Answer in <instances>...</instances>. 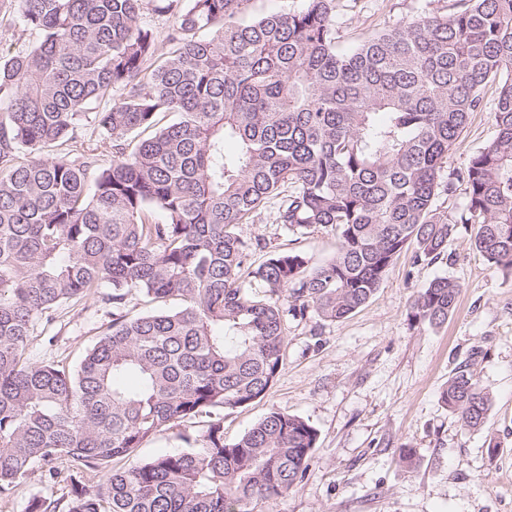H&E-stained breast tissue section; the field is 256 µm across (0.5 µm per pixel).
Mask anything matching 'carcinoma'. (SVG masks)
<instances>
[{
  "mask_svg": "<svg viewBox=\"0 0 512 512\" xmlns=\"http://www.w3.org/2000/svg\"><path fill=\"white\" fill-rule=\"evenodd\" d=\"M180 2L155 0L174 16L162 59L144 0H0L37 34L0 55V494L37 463L70 477L65 502L37 497L28 512H254L301 481L317 440L308 420L272 410L224 442V410L279 374L287 318L348 317L404 249L416 266L438 260L459 224L475 225L488 264L512 269V0H461L349 51L333 0L252 20L247 0ZM490 83L493 135L445 178ZM161 113L174 121L157 127ZM61 141L78 155L52 153ZM461 185L462 206L437 204ZM274 197L288 232L336 231L331 260L275 251L244 271L262 242L238 227ZM461 288L433 278L412 316L447 323ZM134 292L158 308L129 315ZM86 297L112 320L78 365L28 362L36 323ZM443 399L463 428L486 424L492 397L472 372L448 379ZM196 417L209 421L184 436L189 450L90 484Z\"/></svg>",
  "mask_w": 512,
  "mask_h": 512,
  "instance_id": "1",
  "label": "carcinoma"
}]
</instances>
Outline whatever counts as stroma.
<instances>
[{"mask_svg": "<svg viewBox=\"0 0 512 512\" xmlns=\"http://www.w3.org/2000/svg\"><path fill=\"white\" fill-rule=\"evenodd\" d=\"M338 44L349 49L374 32L416 15H448L456 0H334ZM496 86L483 92L453 148L448 169L463 167L493 134ZM266 206L246 238H264L257 265L269 253L303 252L318 265L337 249L333 231L294 237ZM473 227L458 225L448 254L414 265L404 250L372 299L349 317L326 322L316 315L287 320L283 365L265 396L224 412V439L233 442L270 410L308 419L318 432L304 478L288 493L258 502L254 512H512V270L486 263L470 245ZM458 280L457 308L438 328L416 321L411 302L437 276ZM111 317L97 299L65 304L51 324L38 326L27 358L74 364L105 331ZM468 368L490 392L493 405L478 431L461 428L442 400L459 368ZM204 418L181 422L112 459L116 472L143 460L185 451L184 435ZM412 449V463L399 451ZM65 478L48 480L42 466L9 493L0 512H27L33 498L67 495Z\"/></svg>", "mask_w": 512, "mask_h": 512, "instance_id": "obj_1", "label": "stroma"}]
</instances>
